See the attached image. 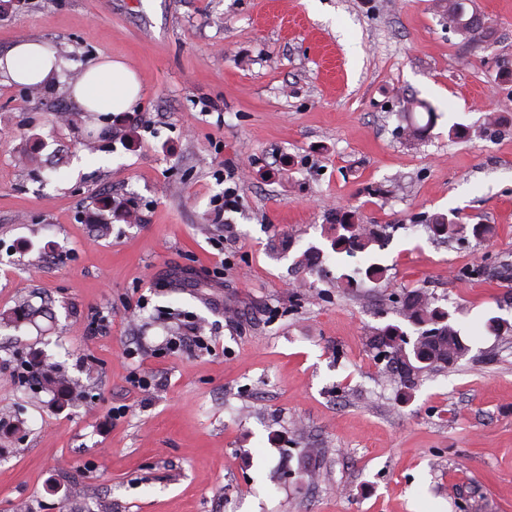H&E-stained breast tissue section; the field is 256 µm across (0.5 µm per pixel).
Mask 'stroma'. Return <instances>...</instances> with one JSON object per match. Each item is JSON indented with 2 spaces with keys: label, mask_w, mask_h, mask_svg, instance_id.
<instances>
[{
  "label": "stroma",
  "mask_w": 512,
  "mask_h": 512,
  "mask_svg": "<svg viewBox=\"0 0 512 512\" xmlns=\"http://www.w3.org/2000/svg\"><path fill=\"white\" fill-rule=\"evenodd\" d=\"M476 3L470 52L440 0H0V54L60 61L0 83V312L28 311L0 329V512H512V0ZM104 55L129 111L70 94ZM406 93L437 113L412 138ZM457 210L496 236L430 237ZM343 211L384 226L380 281L347 285ZM421 288L469 352L405 400L368 338ZM190 322L210 351L169 347ZM35 352L84 398L25 380ZM59 70L55 54L36 38L21 40L4 55H0V78L8 76L20 85L44 87Z\"/></svg>",
  "instance_id": "obj_1"
}]
</instances>
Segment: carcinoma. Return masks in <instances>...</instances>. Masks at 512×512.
Instances as JSON below:
<instances>
[{
  "instance_id": "obj_1",
  "label": "carcinoma",
  "mask_w": 512,
  "mask_h": 512,
  "mask_svg": "<svg viewBox=\"0 0 512 512\" xmlns=\"http://www.w3.org/2000/svg\"><path fill=\"white\" fill-rule=\"evenodd\" d=\"M443 8L454 32L462 37L465 48L475 52L492 43L494 28L486 24L485 15L475 0H444ZM425 222L433 237L461 240L468 229L474 236L484 239L495 234L494 226L469 225L455 213H434L426 216ZM336 224L342 229L332 241V250L337 254L345 252L354 256L369 253L381 240V234L374 225L362 224L352 216L342 217ZM399 303L403 318L416 328V339L410 342L400 327L388 325L372 331L369 345L376 351L377 358L388 360L387 367L406 389V395L410 396L425 368L452 365L467 355L469 347L455 329L452 314L434 306L426 292L417 289L404 293ZM27 366L40 388L56 395L60 407L85 392L80 380L65 374L59 364L47 363L38 353L31 355Z\"/></svg>"
}]
</instances>
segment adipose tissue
<instances>
[{"label":"adipose tissue","mask_w":512,"mask_h":512,"mask_svg":"<svg viewBox=\"0 0 512 512\" xmlns=\"http://www.w3.org/2000/svg\"><path fill=\"white\" fill-rule=\"evenodd\" d=\"M58 59L38 39L17 42L0 55V77L24 86H46L59 72ZM141 84L124 62L107 56L90 64L72 86L73 97L89 112H124L138 100Z\"/></svg>","instance_id":"adipose-tissue-1"}]
</instances>
